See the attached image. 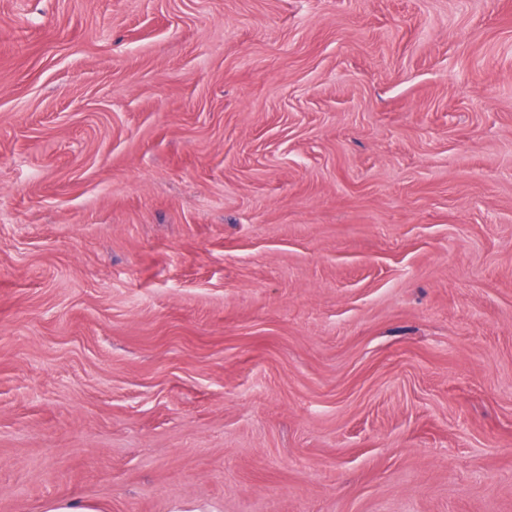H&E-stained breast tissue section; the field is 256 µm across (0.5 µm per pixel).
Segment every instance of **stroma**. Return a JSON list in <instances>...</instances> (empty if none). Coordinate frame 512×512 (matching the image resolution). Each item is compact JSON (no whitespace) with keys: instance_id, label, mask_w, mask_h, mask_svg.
I'll return each mask as SVG.
<instances>
[{"instance_id":"obj_1","label":"stroma","mask_w":512,"mask_h":512,"mask_svg":"<svg viewBox=\"0 0 512 512\" xmlns=\"http://www.w3.org/2000/svg\"><path fill=\"white\" fill-rule=\"evenodd\" d=\"M512 512V0H0V512Z\"/></svg>"}]
</instances>
